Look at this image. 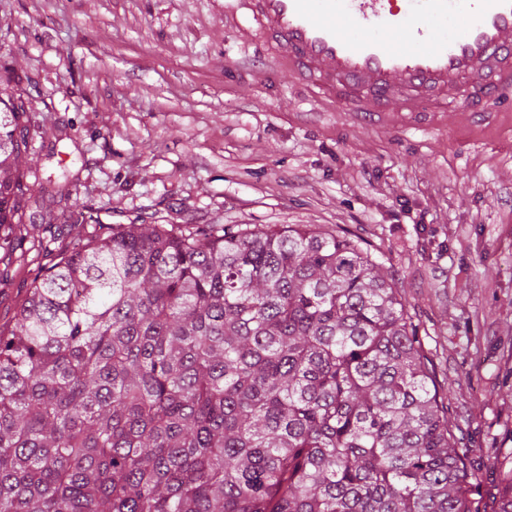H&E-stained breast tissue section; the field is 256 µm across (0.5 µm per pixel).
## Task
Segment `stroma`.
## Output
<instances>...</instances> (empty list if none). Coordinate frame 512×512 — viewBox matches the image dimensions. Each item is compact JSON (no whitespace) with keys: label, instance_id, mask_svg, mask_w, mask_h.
Listing matches in <instances>:
<instances>
[{"label":"stroma","instance_id":"35a3bbf8","mask_svg":"<svg viewBox=\"0 0 512 512\" xmlns=\"http://www.w3.org/2000/svg\"><path fill=\"white\" fill-rule=\"evenodd\" d=\"M0 78L34 122L21 235L72 248L90 226L307 224L364 239L391 273L490 507L512 454V95L477 111L336 112L224 0H0ZM54 261L0 262V327Z\"/></svg>","mask_w":512,"mask_h":512}]
</instances>
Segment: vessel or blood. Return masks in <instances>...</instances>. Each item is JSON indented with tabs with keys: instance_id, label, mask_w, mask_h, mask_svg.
<instances>
[{
	"instance_id": "obj_1",
	"label": "vessel or blood",
	"mask_w": 512,
	"mask_h": 512,
	"mask_svg": "<svg viewBox=\"0 0 512 512\" xmlns=\"http://www.w3.org/2000/svg\"><path fill=\"white\" fill-rule=\"evenodd\" d=\"M224 25L265 44L321 104L402 112L448 98L512 92V0H235Z\"/></svg>"
}]
</instances>
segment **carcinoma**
I'll return each instance as SVG.
<instances>
[{
	"instance_id": "1",
	"label": "carcinoma",
	"mask_w": 512,
	"mask_h": 512,
	"mask_svg": "<svg viewBox=\"0 0 512 512\" xmlns=\"http://www.w3.org/2000/svg\"><path fill=\"white\" fill-rule=\"evenodd\" d=\"M30 133L0 79L9 257ZM71 219L97 231L0 331V512H477L447 390L361 237Z\"/></svg>"
}]
</instances>
